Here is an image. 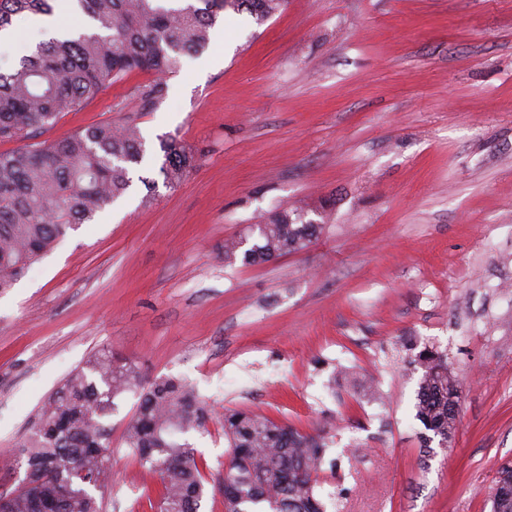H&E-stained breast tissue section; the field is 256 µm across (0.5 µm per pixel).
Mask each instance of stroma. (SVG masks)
Masks as SVG:
<instances>
[{"label": "stroma", "mask_w": 512, "mask_h": 512, "mask_svg": "<svg viewBox=\"0 0 512 512\" xmlns=\"http://www.w3.org/2000/svg\"><path fill=\"white\" fill-rule=\"evenodd\" d=\"M0 42V72L43 41L32 16ZM167 78L135 71L45 130L60 140L135 113L139 180L0 293V495L34 415L107 348L143 379H183L214 406L334 436L326 512H491L512 462V0H288L264 24L225 12ZM195 149L177 187L145 202L160 138ZM307 205L306 250L224 259L261 215ZM458 373L450 447L415 417L416 351ZM112 416L103 512H142L158 476Z\"/></svg>", "instance_id": "35a3bbf8"}]
</instances>
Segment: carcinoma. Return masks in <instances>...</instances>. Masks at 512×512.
<instances>
[{
    "label": "carcinoma",
    "instance_id": "obj_1",
    "mask_svg": "<svg viewBox=\"0 0 512 512\" xmlns=\"http://www.w3.org/2000/svg\"><path fill=\"white\" fill-rule=\"evenodd\" d=\"M95 31L40 42L9 73H0V291L13 287L70 232L90 224L132 184L146 147L132 119L102 123L63 140L37 142L62 113L96 98L104 85L134 71L155 79L137 91L138 111L151 110L168 94L166 77L180 57L207 49L210 30L224 13V0H76ZM288 0H235L232 11L262 24ZM49 0H0V30L19 16L49 13ZM159 173L177 186L197 162L195 150L175 137L159 139ZM296 206L263 217L252 245L224 243V259L242 252L245 265L272 261L306 249L323 225ZM416 418L446 448L455 436L459 379L447 354L426 347ZM140 391L126 422L123 442L140 465L158 473L146 497L150 512H200L209 492L206 464L187 439L217 419L227 441L223 481L233 489L224 512H324L316 494L320 465L331 436L306 433L265 414L226 408L216 415L194 389L174 377L142 380L135 361L101 349L73 371L40 409L23 448L28 491L8 495L0 512H101L94 491L109 477L112 414L127 392Z\"/></svg>",
    "mask_w": 512,
    "mask_h": 512
}]
</instances>
